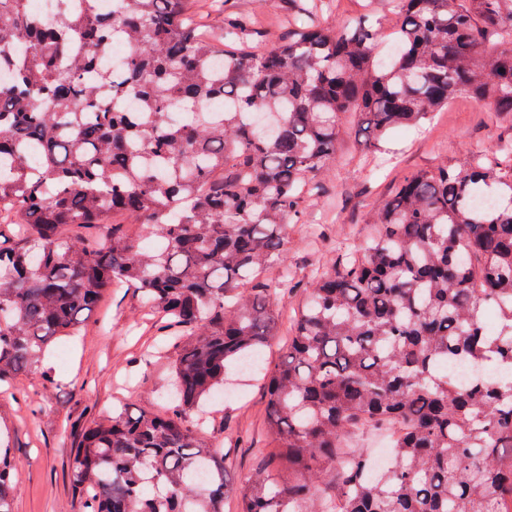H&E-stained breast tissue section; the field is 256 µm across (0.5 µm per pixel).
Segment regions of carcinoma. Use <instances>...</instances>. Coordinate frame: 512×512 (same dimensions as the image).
<instances>
[{"instance_id":"carcinoma-1","label":"carcinoma","mask_w":512,"mask_h":512,"mask_svg":"<svg viewBox=\"0 0 512 512\" xmlns=\"http://www.w3.org/2000/svg\"><path fill=\"white\" fill-rule=\"evenodd\" d=\"M68 2L47 25L27 0H0V215L15 218L0 234V383L35 370L107 288L133 286L178 346L174 404L91 423L72 489L84 512H224V457L188 421L230 370H262L295 288L264 274L288 269L286 224L336 156L340 115H365L378 140L457 96L512 115V0H393L386 59L364 22L333 29L312 13L239 48L249 19L208 33L187 0ZM115 31L127 61L98 70ZM125 98L137 111L116 110ZM480 194L495 205L474 208ZM115 212L162 248L142 250ZM372 226L363 253L312 288L267 372L279 461L236 512H512V140L467 169L407 176ZM457 359L481 374L458 383L445 370ZM379 427L393 455L376 477L349 438ZM16 466L0 441V512H13Z\"/></svg>"}]
</instances>
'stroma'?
Listing matches in <instances>:
<instances>
[{
	"label": "stroma",
	"mask_w": 512,
	"mask_h": 512,
	"mask_svg": "<svg viewBox=\"0 0 512 512\" xmlns=\"http://www.w3.org/2000/svg\"><path fill=\"white\" fill-rule=\"evenodd\" d=\"M189 0L192 10L214 29L243 16L264 19L252 39L262 46L301 25L300 0ZM369 16L384 37L378 56L393 40L392 0H326L319 18L330 28ZM512 138V116H501L467 97L454 99L422 128L395 131L384 143L368 138L362 117L340 120L335 160L314 180L299 220L287 228L288 265L295 288L281 307L294 315L309 290L336 260L341 247L360 249L372 231L369 216L382 209L402 177L445 164L466 166L474 153ZM177 351L156 316L132 289H109L85 319L78 336L54 342L40 370L0 385V429L9 436L18 461L14 512H84L69 485L68 464L91 422L129 405L163 411ZM266 391L262 382L232 375L224 397L209 409L208 432L219 445L231 483L244 486L259 466L253 449L267 442Z\"/></svg>",
	"instance_id": "1"
}]
</instances>
